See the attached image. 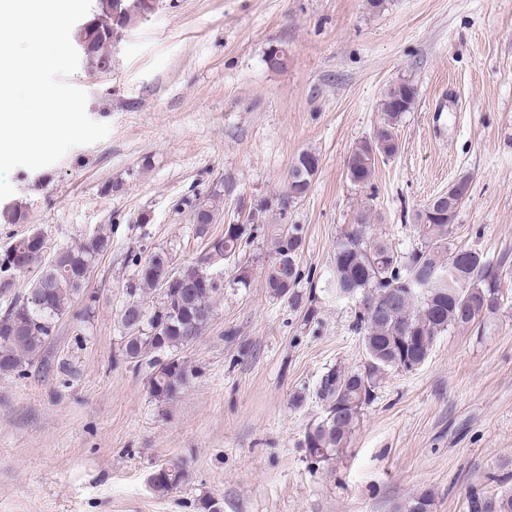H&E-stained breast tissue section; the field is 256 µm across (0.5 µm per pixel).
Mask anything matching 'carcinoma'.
<instances>
[{
    "mask_svg": "<svg viewBox=\"0 0 512 512\" xmlns=\"http://www.w3.org/2000/svg\"><path fill=\"white\" fill-rule=\"evenodd\" d=\"M156 0H98L101 16L83 23L76 45L97 62L111 58L106 48L115 34L155 11ZM417 90L410 83H396L385 92L382 121L372 139L385 150L370 155L358 142L346 162V176L356 186L370 182L378 158H391L400 149L398 126L409 111ZM470 180L460 177L448 191L429 200L416 213L419 242L402 252L386 239L368 231L369 218L349 224L336 240L330 288L336 298L356 304L354 328L362 336L366 359L357 370L332 367L320 378L315 396L323 414L311 421L304 446L313 463H325L339 454L360 422L361 411L375 396L390 372H412L428 359L436 338L452 328L485 327L500 308V264L483 253L453 245L455 220L468 194ZM223 206L221 194L193 206L195 233L208 248L224 251L231 259L261 240L258 250L267 253L263 265L265 286L275 298H284L299 309L304 303L297 285L302 278L298 255L303 227L299 224L260 226L255 213L248 224H234L218 238L209 236ZM105 228L83 242L62 247L40 268L28 293L15 294L0 316V373L20 371L36 358L55 336L72 301L85 295L91 268L110 248ZM47 249L42 233L17 238L0 254V293L11 292L16 275L41 260ZM206 257L187 266H176L165 250L153 251L136 261L129 300L120 316L123 355L132 362L149 358L148 392L167 404L187 387L194 369L180 357L208 328L216 296L224 290V277L211 283ZM150 297L151 302L144 301ZM183 463L165 462L148 478L150 489L166 495L182 486ZM496 488L473 485L466 499L485 496L495 512H512V471L489 477Z\"/></svg>",
    "mask_w": 512,
    "mask_h": 512,
    "instance_id": "cac0c4a2",
    "label": "carcinoma"
}]
</instances>
